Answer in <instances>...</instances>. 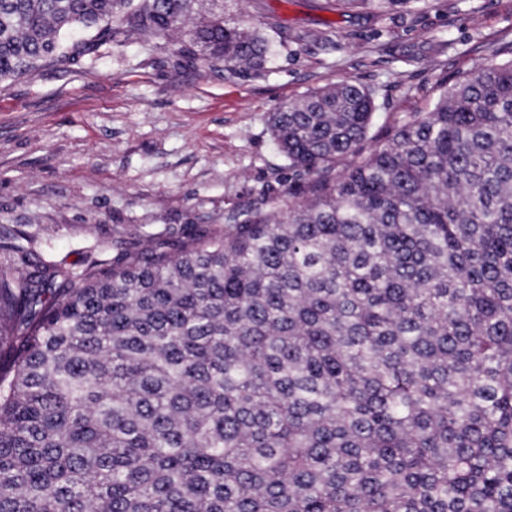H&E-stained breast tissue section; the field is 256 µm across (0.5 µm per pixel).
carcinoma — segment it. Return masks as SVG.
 I'll return each mask as SVG.
<instances>
[{
    "instance_id": "obj_1",
    "label": "carcinoma",
    "mask_w": 512,
    "mask_h": 512,
    "mask_svg": "<svg viewBox=\"0 0 512 512\" xmlns=\"http://www.w3.org/2000/svg\"><path fill=\"white\" fill-rule=\"evenodd\" d=\"M194 4L0 0V83L134 33L269 71ZM378 108L344 78L272 113L307 175L274 219L0 246V512H512V48L367 149Z\"/></svg>"
}]
</instances>
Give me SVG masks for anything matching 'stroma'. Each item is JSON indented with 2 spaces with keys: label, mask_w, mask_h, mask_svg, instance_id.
I'll return each mask as SVG.
<instances>
[{
  "label": "stroma",
  "mask_w": 512,
  "mask_h": 512,
  "mask_svg": "<svg viewBox=\"0 0 512 512\" xmlns=\"http://www.w3.org/2000/svg\"><path fill=\"white\" fill-rule=\"evenodd\" d=\"M224 12L287 37L269 72L196 65L172 39L134 34L0 84V242L23 229L39 255L76 267L89 254L111 257L117 229L218 231L230 210L276 215L300 182L271 135L280 103L355 78L377 91L371 134L382 140L489 46L512 43V0H430L390 19L334 0H224Z\"/></svg>",
  "instance_id": "stroma-1"
}]
</instances>
